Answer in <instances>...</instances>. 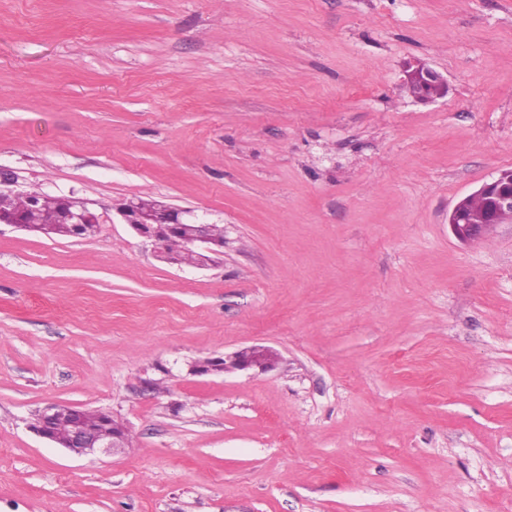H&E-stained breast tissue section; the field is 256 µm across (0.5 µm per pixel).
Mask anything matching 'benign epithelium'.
<instances>
[{"mask_svg": "<svg viewBox=\"0 0 512 512\" xmlns=\"http://www.w3.org/2000/svg\"><path fill=\"white\" fill-rule=\"evenodd\" d=\"M404 81L419 84L421 94L417 101L434 102L448 94L447 78L421 61L408 64ZM20 197L29 199L35 206L40 196L28 194L13 187L8 180H0V224H12L20 229H29L23 212L16 208ZM473 197L486 202L481 216H474L467 204ZM59 205V223L69 224L73 233L80 234L83 225L100 223V216L91 211L84 202L62 197ZM118 213L133 231L149 241L157 257L171 264L204 267L210 261V255L217 253L223 243L209 233V224L200 221L190 210H181L171 206L144 201L129 202L118 209ZM512 223V169L498 170L488 181L474 192L460 198L448 214V226L455 238L461 242H471L498 224ZM180 237L186 248L184 255L177 256L168 251L170 240ZM276 364V356L264 346H252L234 353L224 360H206L194 366L197 372L218 371L220 369L248 371L258 369L268 371ZM46 422L68 419L72 424V433L65 441L57 440L47 426L35 430L40 437L67 449L75 456H83L104 448L116 454L129 447V439L118 428L103 427L97 430L84 428L79 412L66 404H53L45 409Z\"/></svg>", "mask_w": 512, "mask_h": 512, "instance_id": "1", "label": "benign epithelium"}]
</instances>
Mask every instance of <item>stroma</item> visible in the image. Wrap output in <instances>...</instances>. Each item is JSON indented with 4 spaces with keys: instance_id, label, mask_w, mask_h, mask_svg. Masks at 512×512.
<instances>
[{
    "instance_id": "1",
    "label": "stroma",
    "mask_w": 512,
    "mask_h": 512,
    "mask_svg": "<svg viewBox=\"0 0 512 512\" xmlns=\"http://www.w3.org/2000/svg\"><path fill=\"white\" fill-rule=\"evenodd\" d=\"M504 168L512 0H0V171L101 218L0 224V512H512V224L448 226ZM138 199L223 248L157 260ZM55 403L129 448L38 437ZM405 83H417L421 94L416 98L422 103L434 102L448 94L447 78L421 61L409 63L405 70ZM118 213L133 231L149 241L157 257L171 264L205 267L211 260L208 254H215V247H222L224 227L200 221L190 210L144 201L129 202L118 209ZM180 237L186 248L184 255L177 256L168 251L170 240ZM276 356L264 346H252L234 353L233 356H224V372L228 370L260 371L271 370L276 364ZM77 410L81 412L84 425L90 429L97 430H89L84 428L80 422L79 412ZM77 410L74 407L66 404H53L43 409L46 418L45 422L50 423L54 419H68L71 421L72 433L65 441H58L50 433L46 424L43 425L44 420L39 412L34 415L32 420V428H38L42 425L43 426L39 429H33V431L49 442L60 445L61 447L67 449L71 454L75 456L90 454L97 448H104L105 450L112 449V454L114 455L129 447V439L122 431H120L114 424H112V417L110 419V424L112 427L111 431L107 427V424H104V427L100 428L103 421V411H89L82 408Z\"/></svg>"
}]
</instances>
